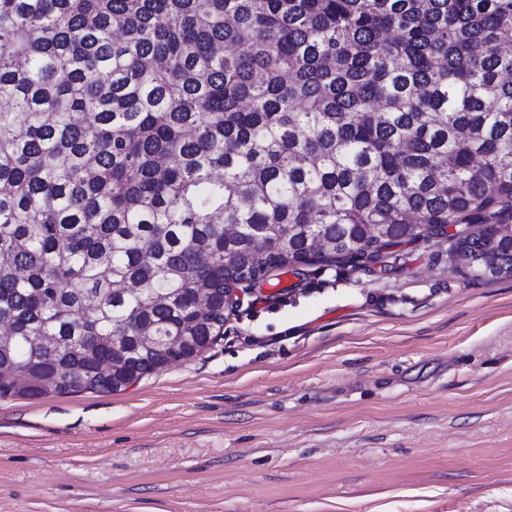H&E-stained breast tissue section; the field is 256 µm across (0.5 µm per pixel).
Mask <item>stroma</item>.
<instances>
[{"label": "stroma", "mask_w": 512, "mask_h": 512, "mask_svg": "<svg viewBox=\"0 0 512 512\" xmlns=\"http://www.w3.org/2000/svg\"><path fill=\"white\" fill-rule=\"evenodd\" d=\"M448 247L271 270L190 361L0 398V512H512V279Z\"/></svg>", "instance_id": "obj_1"}]
</instances>
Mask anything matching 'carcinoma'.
<instances>
[{
  "instance_id": "cac0c4a2",
  "label": "carcinoma",
  "mask_w": 512,
  "mask_h": 512,
  "mask_svg": "<svg viewBox=\"0 0 512 512\" xmlns=\"http://www.w3.org/2000/svg\"><path fill=\"white\" fill-rule=\"evenodd\" d=\"M439 224L512 277V0H0V371L123 391Z\"/></svg>"
}]
</instances>
